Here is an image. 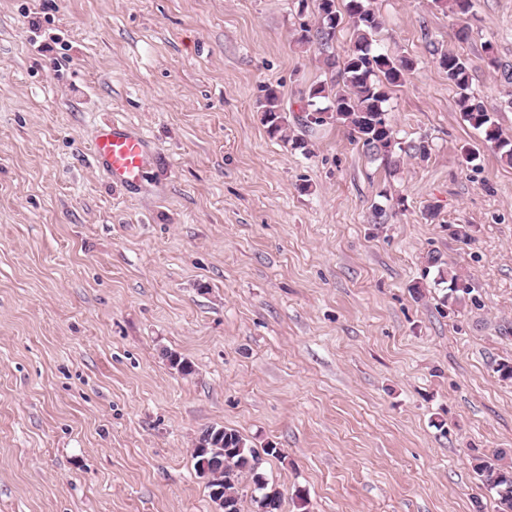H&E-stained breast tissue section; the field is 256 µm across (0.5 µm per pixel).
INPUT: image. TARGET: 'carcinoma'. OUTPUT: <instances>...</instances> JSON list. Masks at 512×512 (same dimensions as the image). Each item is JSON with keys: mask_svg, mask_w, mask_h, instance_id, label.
I'll use <instances>...</instances> for the list:
<instances>
[{"mask_svg": "<svg viewBox=\"0 0 512 512\" xmlns=\"http://www.w3.org/2000/svg\"><path fill=\"white\" fill-rule=\"evenodd\" d=\"M314 2L312 22L299 25L297 42L303 46L327 50L332 47L336 33L343 23L353 28L352 44L342 61L327 56V76L311 85L301 97V118L307 125H323L332 119L350 129L353 140L362 145L371 157H380L387 163L398 164L402 156L426 160L430 155L429 141L405 144L398 140L389 119V90L401 84L415 69L413 59L394 56L376 46V35L383 27V20L367 0H343L344 10L336 9V0H299V14H304L308 2ZM448 11L455 18V38L461 42L470 38L471 31L465 15L473 7V0H446ZM485 52L488 64L507 84H512V65L500 63L493 56V44L486 41ZM439 65L448 75V81L458 90V107L465 121L483 136V142L499 154L500 159L512 165V139L503 137L494 119L493 109L471 91L472 74L467 61L459 54L448 50L439 52ZM262 122L268 133L294 149H306L305 142L290 139L287 134L288 120L280 105L277 92L267 89L259 102ZM446 299L456 303L465 300L473 306L480 305L472 295L468 284L456 274L448 276ZM195 468L202 460H224V470L211 476L206 483L208 496L213 490L224 489V512H241L243 503L242 475H252L253 491L250 500L255 512H281L283 496L279 489L269 485L258 473L256 464L259 453L248 445L235 430L224 427H209L201 431L192 454ZM474 468L483 485L497 496L502 512H512V467H503L495 459L475 458Z\"/></svg>", "mask_w": 512, "mask_h": 512, "instance_id": "cac0c4a2", "label": "carcinoma"}]
</instances>
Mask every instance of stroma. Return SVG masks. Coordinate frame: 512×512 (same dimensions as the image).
<instances>
[{
  "label": "stroma",
  "instance_id": "1",
  "mask_svg": "<svg viewBox=\"0 0 512 512\" xmlns=\"http://www.w3.org/2000/svg\"><path fill=\"white\" fill-rule=\"evenodd\" d=\"M473 2L465 42L434 0L372 2L378 46L418 62L393 128L431 147L392 172L300 124L326 67L297 0H0V512H216L210 426L280 449L282 512H498L473 465L512 463V166L433 55L512 138L483 49L512 64V0ZM269 87L306 151L268 134ZM106 119L154 148L135 192L89 151ZM432 254L482 308L445 303ZM435 51L439 54V65L458 90V107L464 120L481 133L484 144L499 154L504 163L512 165V139L503 137L494 110L471 91L473 78L467 61L451 50Z\"/></svg>",
  "mask_w": 512,
  "mask_h": 512
}]
</instances>
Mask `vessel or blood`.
Listing matches in <instances>:
<instances>
[{
	"label": "vessel or blood",
	"instance_id": "obj_1",
	"mask_svg": "<svg viewBox=\"0 0 512 512\" xmlns=\"http://www.w3.org/2000/svg\"><path fill=\"white\" fill-rule=\"evenodd\" d=\"M91 155L113 184L128 190L138 186L151 159L147 141L132 128L114 121L100 125Z\"/></svg>",
	"mask_w": 512,
	"mask_h": 512
}]
</instances>
